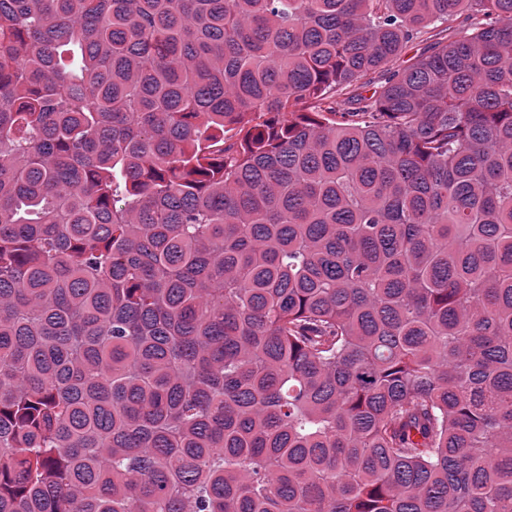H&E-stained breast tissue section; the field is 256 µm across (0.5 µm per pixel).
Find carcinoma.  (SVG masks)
Masks as SVG:
<instances>
[{
	"label": "carcinoma",
	"instance_id": "carcinoma-1",
	"mask_svg": "<svg viewBox=\"0 0 512 512\" xmlns=\"http://www.w3.org/2000/svg\"><path fill=\"white\" fill-rule=\"evenodd\" d=\"M0 512H512V0H0Z\"/></svg>",
	"mask_w": 512,
	"mask_h": 512
}]
</instances>
